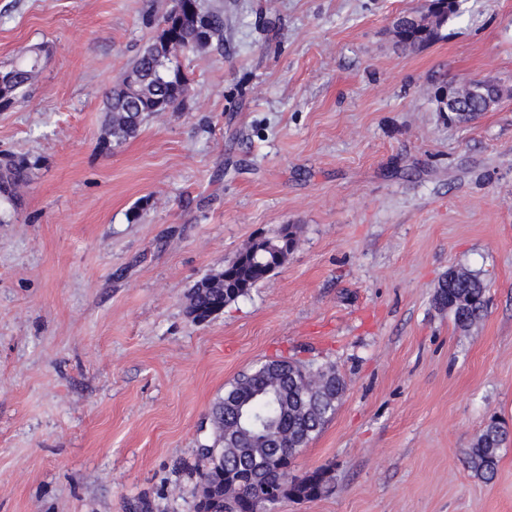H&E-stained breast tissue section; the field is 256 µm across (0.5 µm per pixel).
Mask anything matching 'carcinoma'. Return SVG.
Here are the masks:
<instances>
[{
    "label": "carcinoma",
    "instance_id": "1",
    "mask_svg": "<svg viewBox=\"0 0 512 512\" xmlns=\"http://www.w3.org/2000/svg\"><path fill=\"white\" fill-rule=\"evenodd\" d=\"M459 13L450 10L426 32L409 24L406 16L394 20L398 40L407 45H421L445 38L442 28L448 18ZM207 19L209 38L202 41L195 25V15ZM160 33L141 50L127 71L140 75L141 81L130 86L120 78L107 99L108 135L120 144L135 137L146 121L167 110H176L184 102L189 86L187 73L169 55L167 46L181 52L192 49L203 52L224 41V14L203 12L199 0H174L165 13L153 18ZM41 50H31L7 67L0 68V77L7 83L0 87V108L19 102L18 94L29 86L40 71ZM477 83L457 87L459 110L474 117L491 108L475 93ZM28 163L11 155L0 166V198L14 202L18 190L27 182ZM246 247L224 269L197 281L189 294V306L209 312L221 309L249 295L252 288L271 276L277 265L271 254L250 256ZM487 287L472 272H461L456 281L443 279L434 300L441 308H450L455 323L473 324L486 311ZM345 392V381L331 363L302 361L279 357L261 362L239 374L224 390V397L211 407V433L204 448L221 446L227 457L218 464L204 456V469L197 485L206 490L196 495V512H255L256 489L248 486L251 452L254 448L274 445L272 454L277 463L269 468L263 483L272 489L283 487L281 499L270 503L274 510L280 500H314L316 495L304 486L305 478H291L286 468L292 466L298 449L304 448L323 429L335 413ZM512 441L509 433L495 419H490L466 453L471 473L484 482L492 481L498 471L503 450Z\"/></svg>",
    "mask_w": 512,
    "mask_h": 512
}]
</instances>
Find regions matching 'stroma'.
<instances>
[{"mask_svg":"<svg viewBox=\"0 0 512 512\" xmlns=\"http://www.w3.org/2000/svg\"><path fill=\"white\" fill-rule=\"evenodd\" d=\"M224 47L180 57L181 108L104 150L105 97L173 0H0V67L45 50L0 110L31 163L0 205V512H195L212 403L278 356L330 362L345 394L295 458L327 494L275 512H512L466 451L512 430V0H460L403 48L428 0H200ZM498 84L468 123L440 83ZM298 229L287 263L198 322L196 281ZM487 286L462 328L434 295ZM455 3L456 1L454 0H431L428 13L419 16L424 23L430 22L433 19V14L448 12V8L453 7ZM459 6L460 4H458L456 8L451 9L445 17L428 28L425 35H422L423 33L420 29L409 24L406 15L399 16L393 23L396 37L400 42L413 46L444 39L446 34L442 33V28L448 21V18L456 16L459 13Z\"/></svg>","mask_w":512,"mask_h":512,"instance_id":"stroma-1","label":"stroma"}]
</instances>
